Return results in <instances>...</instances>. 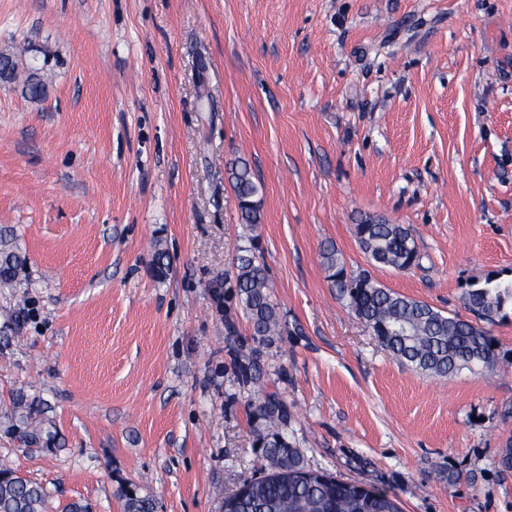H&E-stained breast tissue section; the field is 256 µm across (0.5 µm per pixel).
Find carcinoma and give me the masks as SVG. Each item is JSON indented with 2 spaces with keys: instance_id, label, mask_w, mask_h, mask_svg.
<instances>
[{
  "instance_id": "1",
  "label": "carcinoma",
  "mask_w": 512,
  "mask_h": 512,
  "mask_svg": "<svg viewBox=\"0 0 512 512\" xmlns=\"http://www.w3.org/2000/svg\"><path fill=\"white\" fill-rule=\"evenodd\" d=\"M241 223H261L260 187L247 161L232 163L230 172ZM355 235L377 264L404 269L419 264L420 254L409 230L402 224L368 218L355 225ZM255 245L238 249L234 271L224 276V287L235 289L239 308L251 329L254 347L245 356L241 371L246 381L261 382V349L274 343L280 320L270 298L263 258ZM322 265L331 287L346 297L356 316L372 329L378 343L399 361L425 373L445 377L463 366L492 371L499 356L483 327L457 316H448L432 305L385 288L367 272L347 271L336 249L321 251ZM13 251H0V284L12 282L11 268L21 265ZM469 310L492 321L512 302V283L502 284L487 276L472 284L466 295ZM252 415L262 425L252 429L262 448L267 468L244 490L224 498V512H403L396 495L368 484L341 481L325 472L307 468L299 449L288 443L281 426L288 412L278 392L262 388L251 403ZM48 493L40 484L16 470L0 466V512H48ZM146 496H126V512H154Z\"/></svg>"
}]
</instances>
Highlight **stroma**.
<instances>
[{"instance_id":"1","label":"stroma","mask_w":512,"mask_h":512,"mask_svg":"<svg viewBox=\"0 0 512 512\" xmlns=\"http://www.w3.org/2000/svg\"><path fill=\"white\" fill-rule=\"evenodd\" d=\"M0 53L18 64L0 78V249L23 259L0 287V465L52 512H124L129 491L224 512L258 477L236 367L250 328L211 288L253 236L282 327L262 381L307 467L404 512H512V307L486 326L494 373L427 375L320 258L334 245L467 320L471 284L512 280V0H0ZM238 158L261 185L254 229ZM368 217L408 228L419 264L371 261ZM229 175L237 200L241 224L247 226L261 224L260 200L256 199L260 187L255 181L249 163L239 158L232 163Z\"/></svg>"}]
</instances>
